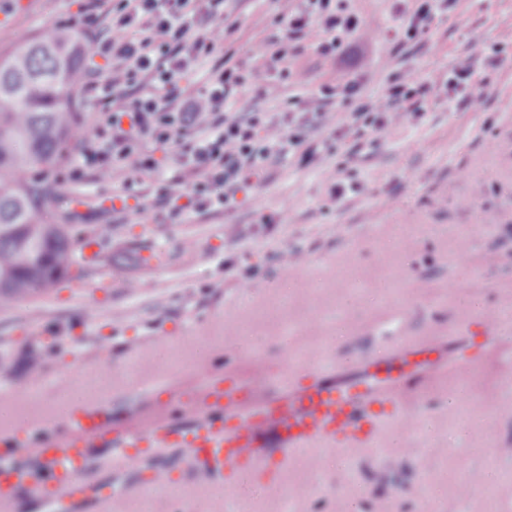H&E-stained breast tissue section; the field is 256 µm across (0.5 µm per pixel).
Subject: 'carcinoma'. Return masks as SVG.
<instances>
[{
	"mask_svg": "<svg viewBox=\"0 0 512 512\" xmlns=\"http://www.w3.org/2000/svg\"><path fill=\"white\" fill-rule=\"evenodd\" d=\"M88 44L73 28L0 49V312L47 293L81 264L54 180L80 138L77 87Z\"/></svg>",
	"mask_w": 512,
	"mask_h": 512,
	"instance_id": "cac0c4a2",
	"label": "carcinoma"
}]
</instances>
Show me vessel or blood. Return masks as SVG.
Returning <instances> with one entry per match:
<instances>
[{
  "label": "vessel or blood",
  "instance_id": "1",
  "mask_svg": "<svg viewBox=\"0 0 512 512\" xmlns=\"http://www.w3.org/2000/svg\"><path fill=\"white\" fill-rule=\"evenodd\" d=\"M457 348L449 343L436 359L406 364L395 376L369 371L336 382L307 374L286 391L250 403L240 387L218 376L186 408L184 423L161 414L110 429L98 408L74 406L65 411L58 437L26 442L18 431L0 436V512H20L24 497L46 501L53 512H71L85 500L97 512H113L112 493L86 479L96 461L115 470L146 455L183 450L195 469L211 477L242 463L258 474L277 456L317 441H371L381 423L405 407L411 391L436 372H465Z\"/></svg>",
  "mask_w": 512,
  "mask_h": 512
}]
</instances>
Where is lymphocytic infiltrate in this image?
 <instances>
[{
	"mask_svg": "<svg viewBox=\"0 0 512 512\" xmlns=\"http://www.w3.org/2000/svg\"><path fill=\"white\" fill-rule=\"evenodd\" d=\"M224 0H116L106 17L84 19L93 53L104 70H86L81 92L93 106L86 134L69 164V178L92 173L101 183L120 184L125 198L157 197L170 217L239 209L241 196L267 179L272 165L291 155L320 159L336 142L361 140L408 122L419 124L430 97L479 104L485 87L474 77L472 57L460 59L445 82L391 74L380 97L367 98L354 79L342 89L321 88L293 97L288 112L230 111V98L249 80L240 67L216 64L203 82L190 74L224 50L220 12ZM281 37L262 56L266 71L288 74L290 45L315 39L320 55L333 56L360 29L347 0H298L281 13ZM349 104L330 110L332 99ZM180 146L177 172L164 176L156 151Z\"/></svg>",
	"mask_w": 512,
	"mask_h": 512,
	"instance_id": "lymphocytic-infiltrate-1",
	"label": "lymphocytic infiltrate"
}]
</instances>
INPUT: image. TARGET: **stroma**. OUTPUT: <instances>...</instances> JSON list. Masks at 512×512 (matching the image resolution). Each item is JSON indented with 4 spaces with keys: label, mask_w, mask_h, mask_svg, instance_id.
<instances>
[{
    "label": "stroma",
    "mask_w": 512,
    "mask_h": 512,
    "mask_svg": "<svg viewBox=\"0 0 512 512\" xmlns=\"http://www.w3.org/2000/svg\"><path fill=\"white\" fill-rule=\"evenodd\" d=\"M293 0H224V49L267 81L258 57L280 29L258 26ZM362 28L335 57L314 41L290 52L291 80L280 99L352 77L364 93H382L380 76L408 72L444 78L466 56L512 44V0H456L418 41L397 50L389 34L406 20L394 0H350ZM88 0H0V48L57 24L84 31ZM486 98L477 107L430 99L415 126L378 135L357 155L339 153L308 166H278L236 211L157 223L156 199L140 212L113 209L93 177L64 183L69 223L108 225L96 260L72 271L51 295L0 313V385L25 400L20 412L67 401L82 379L79 358L112 348L100 370L111 378L113 423L148 421L167 405L146 399L134 374L178 373L189 402L208 374L233 372L260 393L286 390L304 370L341 380L398 347L426 351L452 336L473 344L464 356L473 404L487 427L462 428L456 373L416 389L405 409L365 448L326 446L297 452L273 468L275 490L240 476L209 494L182 454L147 457L121 471L92 468L119 494L118 512H512V352L484 354L485 328L512 340V57L480 66ZM354 169L368 193L332 203L340 168ZM285 212L284 224L262 223ZM303 257L282 271V251ZM154 274H147L148 266ZM64 376L62 388L32 389L34 369ZM173 482L153 484L154 471ZM493 483H486L487 475ZM433 489L425 497V489Z\"/></svg>",
    "instance_id": "1"
}]
</instances>
